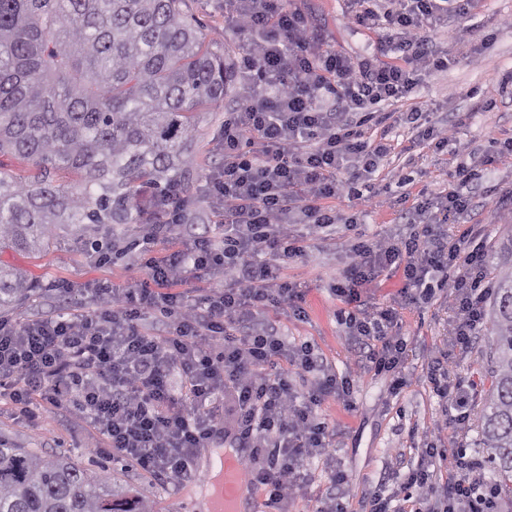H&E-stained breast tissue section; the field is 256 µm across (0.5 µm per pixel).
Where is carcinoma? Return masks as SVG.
Returning a JSON list of instances; mask_svg holds the SVG:
<instances>
[{
    "label": "carcinoma",
    "instance_id": "carcinoma-1",
    "mask_svg": "<svg viewBox=\"0 0 512 512\" xmlns=\"http://www.w3.org/2000/svg\"><path fill=\"white\" fill-rule=\"evenodd\" d=\"M183 0H0V255L46 251L76 230L113 248L129 224H163L196 176L197 113L234 81L225 48ZM76 177L71 186L60 182ZM487 385L476 410L487 485L512 497V239L496 252ZM34 288L0 260V308ZM65 451L0 443V512H149Z\"/></svg>",
    "mask_w": 512,
    "mask_h": 512
}]
</instances>
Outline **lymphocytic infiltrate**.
<instances>
[{
	"mask_svg": "<svg viewBox=\"0 0 512 512\" xmlns=\"http://www.w3.org/2000/svg\"><path fill=\"white\" fill-rule=\"evenodd\" d=\"M472 0H343L344 16L363 30H383V51L398 61L353 58L326 48L321 33L283 0H224V21L248 36L236 61L246 79L243 101L224 115L223 163L206 194L224 216V236L192 234L178 209L151 225L136 258L147 279L134 284L98 281L94 310L76 318L50 315L18 324L0 317V389L33 424L34 397L53 407L75 394L79 408L99 426L108 446L152 474L173 482L192 479L198 449L227 444L248 449L245 482L263 498L265 512H285L307 478L306 465L326 454L336 433L318 410L329 397L351 403L355 377L365 371L391 376L390 392L404 385L407 343L396 331L398 310L367 299L386 271L399 272L402 304L440 291L454 295L453 343L473 348L493 293L488 253L470 246L473 228L449 242L443 226L472 209L473 190L485 173L512 157V140L470 162L453 152L452 188L420 192L402 213L412 232L370 237L358 214H341L330 199L346 194L377 198L368 182L392 143L366 131L394 121L415 141L447 148L451 135L436 113L387 108L407 97L421 73L448 67L434 34L450 18L467 14ZM345 235H337V226ZM313 238L350 258L331 286L344 303L340 321L349 344L364 354L338 374L307 342H288L268 320L274 306L305 318L306 291L281 279L284 265L301 258ZM174 240L176 249L159 245ZM223 275L222 288L194 296L188 280ZM162 335L143 328L147 316ZM185 390L175 394L172 371ZM310 377L298 390L295 375ZM428 381L449 420L466 431L471 415L462 386L451 377L447 356L432 357ZM232 397V415L223 399ZM448 475L436 482V461ZM415 490L412 512H496V497L483 484L478 458L449 452L434 442L419 449L404 476Z\"/></svg>",
	"mask_w": 512,
	"mask_h": 512,
	"instance_id": "lymphocytic-infiltrate-1",
	"label": "lymphocytic infiltrate"
}]
</instances>
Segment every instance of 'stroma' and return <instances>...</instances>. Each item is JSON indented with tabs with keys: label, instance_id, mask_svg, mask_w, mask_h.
I'll return each mask as SVG.
<instances>
[{
	"label": "stroma",
	"instance_id": "35a3bbf8",
	"mask_svg": "<svg viewBox=\"0 0 512 512\" xmlns=\"http://www.w3.org/2000/svg\"><path fill=\"white\" fill-rule=\"evenodd\" d=\"M294 3L321 30L330 48L352 56L376 53L380 34L348 24L342 16L341 0ZM186 11L209 38L225 45L231 57H238L247 36L225 25L224 0H187ZM437 43L448 53V68L423 76L413 94L394 103V111L440 108L449 125L456 128V143L469 151L512 138V100L500 101L489 112L484 109L485 99L495 93L490 77L512 70V0H476L467 15L439 30ZM197 129L193 154L198 176L183 212L196 232L216 236L224 218L205 189L220 161L223 109L200 113ZM410 136L409 129L393 130L394 149L371 177L376 188H388L386 204L367 206L346 196L334 201L337 211L343 214L365 210L361 229L366 235L394 233L398 212L409 208L422 189L438 192L447 189L452 181V167L444 155L428 145L411 144ZM474 205L470 221L476 226L475 241L491 251L512 237V160L498 162L488 170ZM0 258L28 270L42 284L21 305L0 312L22 323L58 310L76 315L89 312L94 307L87 291L89 284L103 279L130 284L143 276L142 271L131 268L129 256L102 265L72 238L47 252H8ZM348 262L345 252L313 245L303 258L289 262L283 272L288 281L300 284L306 291V319L298 321L273 309L267 313L288 341L310 342L340 374L352 367L354 353L342 335L337 317L343 303L332 295L330 286ZM61 280L73 287L64 298L51 289L54 282ZM453 316L451 304L442 296L428 304H410L400 309V331L409 350L405 386L399 393L389 394V376L369 372L355 384L354 407L331 398L321 404V414L339 431L331 452L337 465L349 475L350 512H364L366 496L380 475L396 469L407 471L417 460L424 433L441 423L442 404L427 379L432 354L447 352L452 373L465 381L475 379L478 372L486 369L487 363L479 352L487 344V335L479 334L474 351L460 350L449 338ZM0 443L48 451L68 448L83 465L95 470L112 464L113 452L104 436L72 401L52 410L47 422L35 428L8 396H0ZM119 477L136 489L152 512H202L192 484L176 485L135 465L120 471Z\"/></svg>",
	"mask_w": 512,
	"mask_h": 512
}]
</instances>
